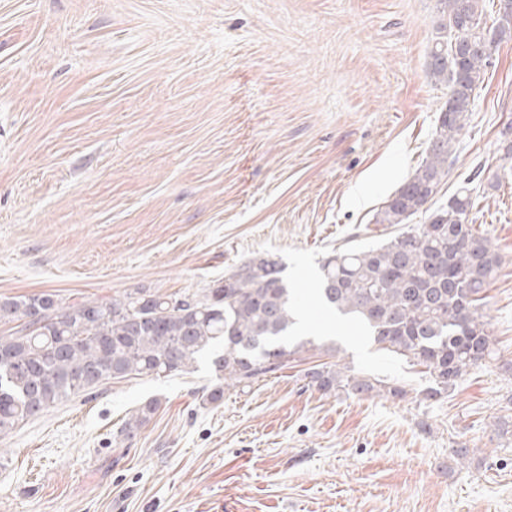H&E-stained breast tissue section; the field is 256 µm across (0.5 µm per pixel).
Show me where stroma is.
<instances>
[{
	"mask_svg": "<svg viewBox=\"0 0 512 512\" xmlns=\"http://www.w3.org/2000/svg\"><path fill=\"white\" fill-rule=\"evenodd\" d=\"M437 19V0H0V296L199 295L263 253L314 287L333 248L390 234L375 215L426 156ZM511 141L512 40L437 197L478 194L502 260L497 358L446 398L325 394L313 357L218 405L206 359L112 380L0 437V512H512ZM339 358L421 383L361 342Z\"/></svg>",
	"mask_w": 512,
	"mask_h": 512,
	"instance_id": "stroma-1",
	"label": "stroma"
}]
</instances>
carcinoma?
Returning a JSON list of instances; mask_svg holds the SVG:
<instances>
[{
  "mask_svg": "<svg viewBox=\"0 0 512 512\" xmlns=\"http://www.w3.org/2000/svg\"><path fill=\"white\" fill-rule=\"evenodd\" d=\"M439 17L429 72L448 86L426 158L384 202L375 223L395 234L373 246L334 248L319 266L314 298L336 320L353 326L376 351L423 367L421 402L438 401L471 371L496 356L484 309L499 256L490 236L469 219L476 205L460 188L447 202L431 201L448 178V158L467 125L491 51L512 39V12L483 24L484 0H437ZM427 223L412 224L417 214ZM284 267L256 255L224 275L202 296L129 292L109 301H66L54 293L0 297V436L20 423L110 380L168 376L211 358L224 385L208 391L212 404L225 389L247 387L303 354L333 356L336 343L318 334L293 335L298 293ZM322 393L406 400L399 380L319 364L305 374ZM151 400L123 428L125 435L156 412Z\"/></svg>",
  "mask_w": 512,
  "mask_h": 512,
  "instance_id": "obj_1",
  "label": "carcinoma"
}]
</instances>
